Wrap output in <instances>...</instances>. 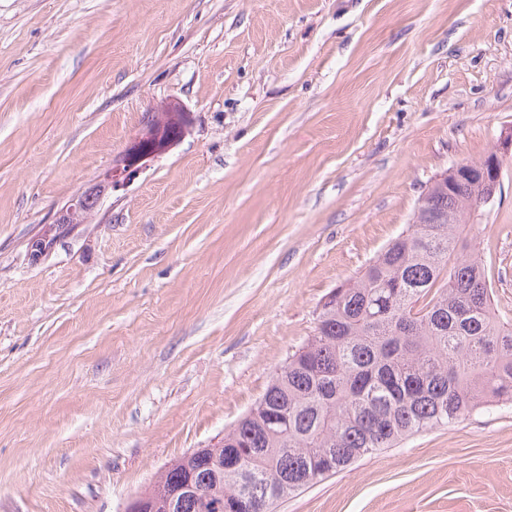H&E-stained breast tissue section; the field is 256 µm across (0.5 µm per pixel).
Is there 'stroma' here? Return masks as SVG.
<instances>
[{
    "label": "stroma",
    "mask_w": 512,
    "mask_h": 512,
    "mask_svg": "<svg viewBox=\"0 0 512 512\" xmlns=\"http://www.w3.org/2000/svg\"><path fill=\"white\" fill-rule=\"evenodd\" d=\"M185 134L29 243L170 101ZM512 131V0H0V512H122ZM512 319V156L473 230ZM273 512H512V403Z\"/></svg>",
    "instance_id": "obj_1"
}]
</instances>
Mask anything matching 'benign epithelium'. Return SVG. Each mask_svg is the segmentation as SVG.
Wrapping results in <instances>:
<instances>
[{
	"label": "benign epithelium",
	"mask_w": 512,
	"mask_h": 512,
	"mask_svg": "<svg viewBox=\"0 0 512 512\" xmlns=\"http://www.w3.org/2000/svg\"><path fill=\"white\" fill-rule=\"evenodd\" d=\"M184 109L177 101H170L147 116L145 133L141 142L151 144V150L144 153L136 146L132 156L122 164L109 169L95 185L74 197L62 211L57 223L76 224L93 213L101 198L130 173L134 164L150 157L177 140L183 133ZM512 153V134L502 138L497 149L479 161L463 160L435 178L418 199L416 217L427 218L431 224L453 223V211L444 206L448 198H456L460 192L475 190L469 200L464 220L469 224L478 223L482 211L491 204L500 190L501 166L504 158ZM224 440L206 448H197L187 456H202L209 460L210 472L206 475L195 473L187 476L177 485L166 482V475L146 491L132 498L123 512H182L188 500L196 502L200 512H222L224 510V469H237L239 462H225L222 453Z\"/></svg>",
	"instance_id": "benign-epithelium-1"
}]
</instances>
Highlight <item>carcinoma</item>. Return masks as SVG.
I'll use <instances>...</instances> for the list:
<instances>
[{
	"mask_svg": "<svg viewBox=\"0 0 512 512\" xmlns=\"http://www.w3.org/2000/svg\"><path fill=\"white\" fill-rule=\"evenodd\" d=\"M472 224H411L336 298L224 451V499L270 503L335 467L512 402V321L497 316Z\"/></svg>",
	"mask_w": 512,
	"mask_h": 512,
	"instance_id": "1",
	"label": "carcinoma"
}]
</instances>
